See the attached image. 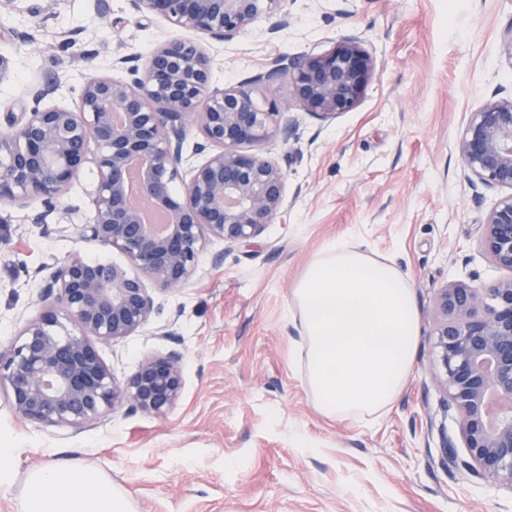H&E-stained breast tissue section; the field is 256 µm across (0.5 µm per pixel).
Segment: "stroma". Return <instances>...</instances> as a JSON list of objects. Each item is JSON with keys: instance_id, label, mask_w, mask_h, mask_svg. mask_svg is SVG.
<instances>
[{"instance_id": "1", "label": "stroma", "mask_w": 512, "mask_h": 512, "mask_svg": "<svg viewBox=\"0 0 512 512\" xmlns=\"http://www.w3.org/2000/svg\"><path fill=\"white\" fill-rule=\"evenodd\" d=\"M284 9L289 26L262 17L206 43L213 85L357 36L376 60L361 104L327 122L292 109L294 138L259 148L287 175V211L249 244L207 241L183 289L155 292L148 325L99 344L120 381L146 355L182 352L183 392L165 415L122 408L79 433L46 429L15 417L0 390V442L16 450L0 512H20L30 471L73 460L110 477L134 512H512L511 489L443 460L444 441H460L459 415L437 382L432 320L438 288L512 275L478 233L502 192L470 181L456 150L478 105L512 94L500 53L512 0H286ZM170 36L129 0H0V109L51 75L60 86L45 106L75 107L87 71L126 79L125 59L145 61ZM40 207L0 204V351L40 313L51 267L76 254L126 262L76 230L31 223ZM337 239L393 259L418 308L412 374L375 421L324 417L295 356L292 290Z\"/></svg>"}]
</instances>
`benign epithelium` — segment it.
I'll use <instances>...</instances> for the list:
<instances>
[{"label": "benign epithelium", "mask_w": 512, "mask_h": 512, "mask_svg": "<svg viewBox=\"0 0 512 512\" xmlns=\"http://www.w3.org/2000/svg\"><path fill=\"white\" fill-rule=\"evenodd\" d=\"M284 0H130L142 16H160L180 36L168 39L130 79L88 75L75 108L43 107L59 86L55 77L31 93L32 105L4 113L0 134V202L26 207L45 224L56 200L83 172L93 181V221L79 236L116 248L138 270L73 256L53 268L38 293L42 311L25 321L0 352V388L22 421L75 432L121 406L164 414L181 397L184 356L147 355L120 382L102 362L96 343L144 328L154 314L147 283L175 291L188 284L208 239L229 246L257 238L287 207L286 174L275 162L243 151L296 131L282 113L297 107L322 119L355 110L375 62L358 37L324 53L283 56L232 87H214L198 38L234 39L263 11ZM287 80L288 101L255 92ZM195 128L194 153L183 193L172 190L188 162L184 144ZM457 150L469 176L508 191L481 224L491 260L512 272V96L480 103ZM167 216L164 231L145 222L131 185ZM434 347L451 403L461 416L466 465L512 488V414L494 419L491 394L512 401V277L483 287L446 286L434 297Z\"/></svg>", "instance_id": "benign-epithelium-1"}]
</instances>
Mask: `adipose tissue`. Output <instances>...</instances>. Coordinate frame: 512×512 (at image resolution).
<instances>
[{"label":"adipose tissue","instance_id":"adipose-tissue-1","mask_svg":"<svg viewBox=\"0 0 512 512\" xmlns=\"http://www.w3.org/2000/svg\"><path fill=\"white\" fill-rule=\"evenodd\" d=\"M298 355L321 414L378 419L414 365L420 337L411 283L389 258L344 241L327 244L295 285ZM21 512H131L127 496L79 463L31 472Z\"/></svg>","mask_w":512,"mask_h":512}]
</instances>
